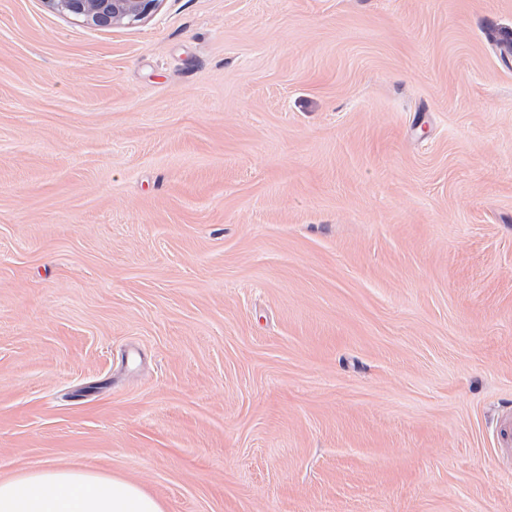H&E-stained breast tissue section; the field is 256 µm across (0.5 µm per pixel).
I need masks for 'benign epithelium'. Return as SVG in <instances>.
Returning a JSON list of instances; mask_svg holds the SVG:
<instances>
[{"label":"benign epithelium","mask_w":512,"mask_h":512,"mask_svg":"<svg viewBox=\"0 0 512 512\" xmlns=\"http://www.w3.org/2000/svg\"><path fill=\"white\" fill-rule=\"evenodd\" d=\"M52 9L95 27L134 24L149 16L158 0H45Z\"/></svg>","instance_id":"1"}]
</instances>
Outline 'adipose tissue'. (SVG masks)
I'll use <instances>...</instances> for the list:
<instances>
[{
  "label": "adipose tissue",
  "mask_w": 512,
  "mask_h": 512,
  "mask_svg": "<svg viewBox=\"0 0 512 512\" xmlns=\"http://www.w3.org/2000/svg\"><path fill=\"white\" fill-rule=\"evenodd\" d=\"M0 512H164V507L136 484L49 464L0 481Z\"/></svg>",
  "instance_id": "1"
}]
</instances>
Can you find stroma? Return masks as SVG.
<instances>
[{
    "label": "stroma",
    "instance_id": "stroma-1",
    "mask_svg": "<svg viewBox=\"0 0 512 512\" xmlns=\"http://www.w3.org/2000/svg\"><path fill=\"white\" fill-rule=\"evenodd\" d=\"M512 0H0V480L165 512H512ZM49 7L95 27L134 24L149 16L159 0H44ZM0 512H164V507L134 483L47 464L0 481Z\"/></svg>",
    "mask_w": 512,
    "mask_h": 512
}]
</instances>
